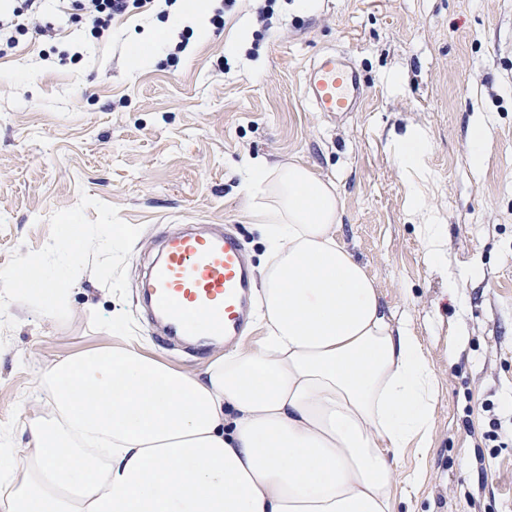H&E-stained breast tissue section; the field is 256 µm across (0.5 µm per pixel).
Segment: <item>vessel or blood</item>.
<instances>
[{
    "mask_svg": "<svg viewBox=\"0 0 512 512\" xmlns=\"http://www.w3.org/2000/svg\"><path fill=\"white\" fill-rule=\"evenodd\" d=\"M305 93L322 112L358 111L364 97L358 74L341 55L317 58ZM256 286L235 234L185 230L167 235L142 284L144 302L164 340L183 337L236 341L250 320Z\"/></svg>",
    "mask_w": 512,
    "mask_h": 512,
    "instance_id": "b4317fda",
    "label": "vessel or blood"
}]
</instances>
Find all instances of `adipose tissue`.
Here are the masks:
<instances>
[{
  "label": "adipose tissue",
  "mask_w": 512,
  "mask_h": 512,
  "mask_svg": "<svg viewBox=\"0 0 512 512\" xmlns=\"http://www.w3.org/2000/svg\"><path fill=\"white\" fill-rule=\"evenodd\" d=\"M239 190L265 247L262 336L192 374L145 354L115 308L113 344L38 378L52 406L0 448V512H398L421 484L441 384L342 242L335 185L249 161Z\"/></svg>",
  "instance_id": "1"
}]
</instances>
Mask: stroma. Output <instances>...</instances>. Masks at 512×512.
Instances as JSON below:
<instances>
[{
  "mask_svg": "<svg viewBox=\"0 0 512 512\" xmlns=\"http://www.w3.org/2000/svg\"><path fill=\"white\" fill-rule=\"evenodd\" d=\"M46 38L17 32L0 57V267L42 248L50 216L80 194L113 205L141 232L118 301L91 271L70 318L12 303L0 329V437L19 444L33 381L102 344L117 304L130 335L175 368L192 354L155 338L138 300L163 234L182 224L231 228L252 266L264 246L238 193L247 160L296 161L333 181L340 235L385 308L419 336L441 384L430 477L399 512H512V0H276L270 28L253 0L222 24L171 25L164 0L115 17L93 38L75 0H46ZM192 30L177 59L133 67L129 45ZM349 51L365 84L359 111L316 112L303 76L324 51ZM484 122L480 163L470 132ZM418 167L397 163L407 138ZM447 232V272L428 262L421 226ZM454 278L448 289L446 278Z\"/></svg>",
  "mask_w": 512,
  "mask_h": 512,
  "instance_id": "35a3bbf8",
  "label": "stroma"
}]
</instances>
